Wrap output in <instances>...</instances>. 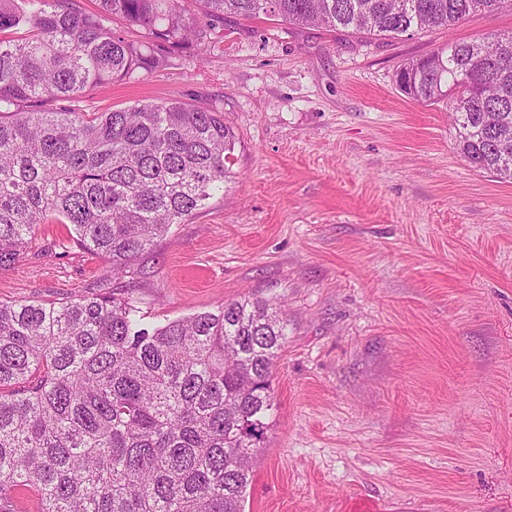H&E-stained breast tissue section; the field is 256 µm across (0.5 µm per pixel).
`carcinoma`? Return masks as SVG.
Instances as JSON below:
<instances>
[{"label": "carcinoma", "mask_w": 512, "mask_h": 512, "mask_svg": "<svg viewBox=\"0 0 512 512\" xmlns=\"http://www.w3.org/2000/svg\"><path fill=\"white\" fill-rule=\"evenodd\" d=\"M95 2L0 0V269L50 219L103 263L97 286L65 302L0 301V512H21L25 491L37 512H245L286 311L232 300L150 327L114 284L224 190L235 131L219 109L179 100L66 103L202 58L226 17L402 39L512 0ZM397 86L446 103L460 156L512 179L496 149L512 140V32L408 59Z\"/></svg>", "instance_id": "carcinoma-1"}]
</instances>
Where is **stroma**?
Returning <instances> with one entry per match:
<instances>
[{
	"label": "stroma",
	"mask_w": 512,
	"mask_h": 512,
	"mask_svg": "<svg viewBox=\"0 0 512 512\" xmlns=\"http://www.w3.org/2000/svg\"><path fill=\"white\" fill-rule=\"evenodd\" d=\"M507 32V8L402 40L228 18L204 59L74 103L179 99L234 124L223 192L142 256L133 296L152 325L286 304L245 512H512V180L395 82L448 38ZM101 273L42 224L0 301L64 302Z\"/></svg>",
	"instance_id": "1"
}]
</instances>
